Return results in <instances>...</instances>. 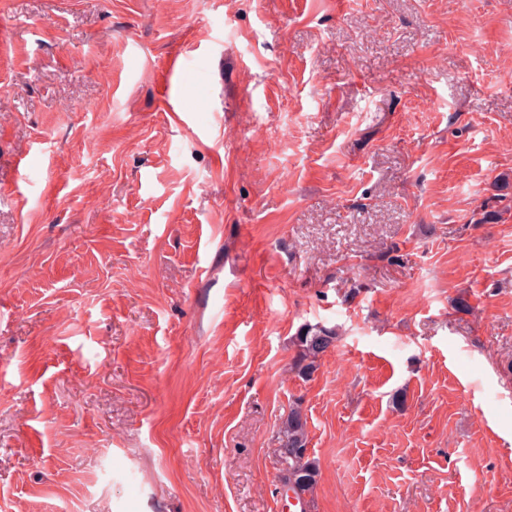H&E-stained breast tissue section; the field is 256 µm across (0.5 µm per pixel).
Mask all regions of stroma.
<instances>
[{
  "mask_svg": "<svg viewBox=\"0 0 512 512\" xmlns=\"http://www.w3.org/2000/svg\"><path fill=\"white\" fill-rule=\"evenodd\" d=\"M297 399L305 512H512V0H0V512H298ZM337 340L335 327H326L320 323L304 326L294 337L296 354L292 363L293 369L299 376L310 377L317 370L318 361ZM278 440L280 482L287 485L296 497L305 498L314 490L320 469L318 462L308 454L307 418L300 400H295L289 407L279 426Z\"/></svg>",
  "mask_w": 512,
  "mask_h": 512,
  "instance_id": "1",
  "label": "stroma"
}]
</instances>
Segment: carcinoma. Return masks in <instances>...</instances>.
<instances>
[{"label":"carcinoma","instance_id":"obj_1","mask_svg":"<svg viewBox=\"0 0 512 512\" xmlns=\"http://www.w3.org/2000/svg\"><path fill=\"white\" fill-rule=\"evenodd\" d=\"M338 340L333 327L320 323L304 326V331L294 337L296 354L292 363L298 375L308 378L318 367V361ZM280 482L288 486L296 497L311 493L320 475L318 462L308 454L307 418L300 400L289 407L288 414L278 429Z\"/></svg>","mask_w":512,"mask_h":512}]
</instances>
